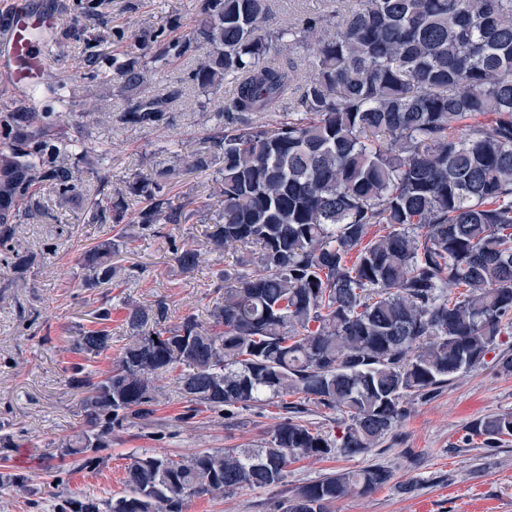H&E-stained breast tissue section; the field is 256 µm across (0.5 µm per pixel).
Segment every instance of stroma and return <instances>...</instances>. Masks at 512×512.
I'll list each match as a JSON object with an SVG mask.
<instances>
[{
	"label": "stroma",
	"mask_w": 512,
	"mask_h": 512,
	"mask_svg": "<svg viewBox=\"0 0 512 512\" xmlns=\"http://www.w3.org/2000/svg\"><path fill=\"white\" fill-rule=\"evenodd\" d=\"M268 28L277 29L307 17L323 18L334 27L352 5L351 0H267ZM196 0H100L92 23L110 39L100 53L124 60L151 55L152 34L165 29L168 38L185 33L197 18ZM91 30L62 29L58 39L62 60H49L45 71L68 86L63 99L49 100L54 112L75 115L73 131L87 143L103 144L111 153L88 174L83 193H95L100 179L108 193L119 194L135 173L162 160L186 156L205 146L215 124L221 95L201 93L188 74L192 55L161 66L146 85L162 93L182 88L185 99L170 106L169 122L159 127H131L115 121L97 123L85 113L83 101L95 94L120 113L135 98L118 82L93 80L86 65L92 54ZM211 175L186 174L168 189L172 206L189 205L192 216L184 224H159L147 230L137 224H86L81 220L84 201L66 210L55 207L52 191L36 193L45 211L40 220L15 225L13 245L36 254L23 288L0 278V428L11 440L0 446V477L23 478L25 489L0 488V512H57L61 500L91 495L107 499L126 490L125 469L143 454L187 457L202 449L254 448L268 439L278 423L291 416L273 404L223 407L199 414L188 412L173 381L161 380L162 396L146 418L127 414L112 425V446L85 464H61V446L86 430L82 394L68 378L71 363L84 364L100 375L111 367L129 340L123 319L128 307L164 300L168 325L187 315L206 319L224 293V274L237 268L234 251L209 250L199 268L183 271L174 245L200 243L212 224L203 202L211 192ZM123 236L126 247L114 262L123 269L112 287L85 288L79 257L86 249L113 236ZM111 305L107 327L112 347L97 357L73 352L82 331L94 328V316ZM512 352V329L502 335L497 352L482 364L459 373L436 393L412 395L397 426L369 454L348 458L289 460L281 485L243 489L231 496L191 499L186 512H277L276 505L308 483L348 470L379 464L390 469L392 482L368 495L351 494L336 501L330 512H512V439L490 448L483 438H468L467 429L488 415L512 411V373L497 362L498 352ZM295 422L319 433L339 432V413L314 405L292 416ZM413 482L411 492L402 486Z\"/></svg>",
	"instance_id": "stroma-1"
}]
</instances>
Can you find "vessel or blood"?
Masks as SVG:
<instances>
[{
	"label": "vessel or blood",
	"mask_w": 512,
	"mask_h": 512,
	"mask_svg": "<svg viewBox=\"0 0 512 512\" xmlns=\"http://www.w3.org/2000/svg\"><path fill=\"white\" fill-rule=\"evenodd\" d=\"M53 10H35L24 6L13 9L0 29V61L6 64V77L14 83L35 84L44 68L47 49L32 38L33 30L56 26Z\"/></svg>",
	"instance_id": "obj_1"
}]
</instances>
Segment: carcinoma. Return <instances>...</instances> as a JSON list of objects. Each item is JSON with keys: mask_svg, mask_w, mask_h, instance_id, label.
Here are the masks:
<instances>
[{"mask_svg": "<svg viewBox=\"0 0 512 512\" xmlns=\"http://www.w3.org/2000/svg\"><path fill=\"white\" fill-rule=\"evenodd\" d=\"M363 2L331 33L317 18L266 28L267 0H201L177 41L96 75L137 89L170 51H190L199 89L231 84L209 146L128 182L146 201L131 222L185 223L191 213L162 197L165 184L213 170L215 221L205 245L176 249L177 261L192 271L203 247L240 244L255 249L257 268L224 275L205 323L188 315L165 326L163 301L128 308L129 342L112 367L97 381L71 367L88 429L59 459L111 447L112 420L125 412L153 414L166 374L194 412L297 396L342 413L340 435L288 420L258 448L135 457L124 494L69 498L60 512H183L195 497L277 486L291 458L366 455L408 396L481 364L512 329V0ZM280 48L306 51L312 76L298 82L272 55ZM290 96L295 115L277 126L250 120ZM180 97L144 93L120 120L158 124ZM69 126L63 112H0V276L17 288L34 257L9 245V225L45 216L31 207L33 188L51 186L67 207L82 165L108 155L78 146ZM86 213L89 224L119 223L124 199L99 191ZM376 224L386 233L369 235ZM120 246L107 239L82 254L83 287L112 284ZM111 340L105 328L85 330L74 350L97 356ZM470 430L489 444L512 436V412ZM392 480L380 465L328 476L279 512H330Z\"/></svg>", "mask_w": 512, "mask_h": 512, "instance_id": "obj_1", "label": "carcinoma"}]
</instances>
